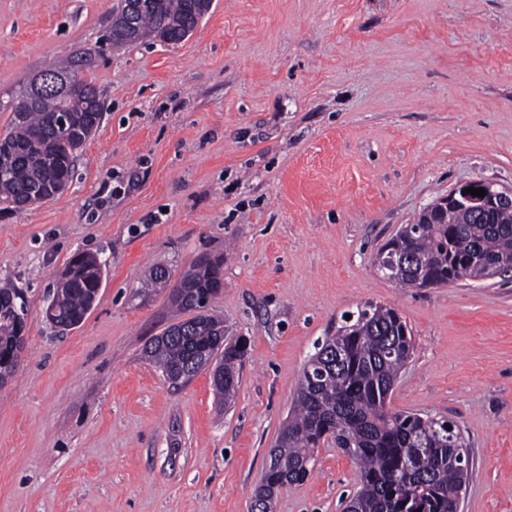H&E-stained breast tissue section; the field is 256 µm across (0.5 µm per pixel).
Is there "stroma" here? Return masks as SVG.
<instances>
[{"label":"stroma","mask_w":512,"mask_h":512,"mask_svg":"<svg viewBox=\"0 0 512 512\" xmlns=\"http://www.w3.org/2000/svg\"><path fill=\"white\" fill-rule=\"evenodd\" d=\"M116 0H0V100L52 65L102 121L60 196L0 212V287L24 292L25 353L0 387V512H249L303 368L345 312L396 309L412 357L391 407L460 426V512H512V277L403 288L373 266L452 187H512V0H213L177 44L99 47ZM106 260L85 321L48 294ZM224 260L210 303L249 340L231 405L209 372L145 361L182 320L145 270ZM359 469L335 445L274 512H341Z\"/></svg>","instance_id":"stroma-1"}]
</instances>
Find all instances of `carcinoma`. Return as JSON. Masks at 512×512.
<instances>
[{
	"instance_id": "1",
	"label": "carcinoma",
	"mask_w": 512,
	"mask_h": 512,
	"mask_svg": "<svg viewBox=\"0 0 512 512\" xmlns=\"http://www.w3.org/2000/svg\"><path fill=\"white\" fill-rule=\"evenodd\" d=\"M211 7V0H155L133 9L132 0H116L103 41L122 46L146 39L177 44L185 40ZM66 90L34 95L33 78L18 100L0 101L12 112L11 127L0 137V203L11 210L38 196L60 194L71 180L79 149L99 126L100 94L75 69L56 68ZM68 115L71 133L56 132L60 113ZM512 260V210L491 213L479 223L463 210L431 213L406 224L377 253L375 267L403 286H446L473 280L487 265ZM224 260L199 257L171 288V302L189 315L148 341L142 354L170 383L198 375L202 361L224 363V378L213 388L229 405L235 399L249 342L236 336L224 320L209 313L211 298L224 286ZM106 263L76 252L56 287L53 319L58 328L79 326L102 286ZM27 301L16 288L0 287V364L13 363L24 344ZM412 338L406 321L389 307L367 303L351 321L317 345L324 374L311 381L302 372L292 411L281 428L271 462L252 500L257 512H273L274 496L288 485H301L314 468V450L332 442L360 467V486L343 512H456L460 486L471 469L459 460V427L390 408L399 373L411 358ZM341 357H336V354Z\"/></svg>"
}]
</instances>
